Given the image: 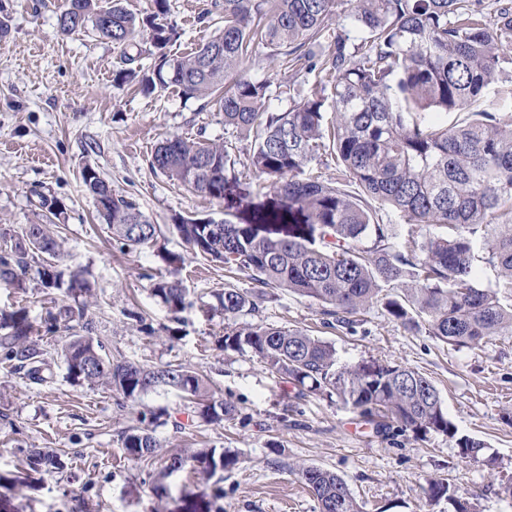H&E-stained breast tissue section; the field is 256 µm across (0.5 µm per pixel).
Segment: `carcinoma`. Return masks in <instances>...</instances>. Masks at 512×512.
Wrapping results in <instances>:
<instances>
[{"instance_id":"obj_1","label":"carcinoma","mask_w":512,"mask_h":512,"mask_svg":"<svg viewBox=\"0 0 512 512\" xmlns=\"http://www.w3.org/2000/svg\"><path fill=\"white\" fill-rule=\"evenodd\" d=\"M152 2L153 12L139 18L121 0H112L107 9L99 0H65L58 24L72 34L90 23L93 32L123 48L127 67L115 72V83L136 82L146 94L172 88L204 108L215 107L224 114V125L252 137L249 167L269 181L271 191L265 200L246 205L234 192L237 161L226 142L173 135L156 145L151 165L169 180L228 210L246 206L250 211L242 224L177 218L175 227L190 254L222 262L259 288L315 298L325 304L323 315L348 327L355 314L378 303L404 327L423 322L432 336L452 346L512 335V306L475 281V262L482 261L498 270L497 287L512 289V89H494L502 64L512 60L511 4L502 5L490 22L471 0H224L214 4L223 27L194 51L171 58L164 49L180 32L160 22L168 0ZM334 16L359 29V41L336 34L321 64H312L328 73V82L284 111L266 110L269 84L241 75V64L259 46L285 67L310 61ZM140 28L149 29L157 50L149 74L134 66L142 54L135 42ZM491 90L495 98L466 124L448 127L437 121L485 101ZM326 153L336 160L334 181L307 173ZM352 181L361 192L349 191ZM82 182L120 248L137 249L161 236V226L135 201L113 192L94 167H84ZM385 206L410 224L446 232L403 245L394 226L379 221ZM36 208L47 222L27 224L19 232L0 224V285L25 287L31 262L40 259L39 288L71 299L44 319L48 332L62 321L78 322L89 332L61 349L68 381L100 384L122 404L170 390L196 398L210 422L235 418L237 406L210 394L196 372L133 363L112 355L100 337L90 335L93 286L83 271L66 279L54 263L63 242L52 224L65 207L40 194ZM392 283L401 293H383ZM151 293L173 314L191 305L177 279L159 277ZM215 298L208 311L227 321L260 312L250 289L228 285ZM41 340V327L29 321L25 309H0V360L35 384L52 376ZM219 342L226 350L254 354L272 374L303 390L336 396L378 426L395 423L402 431L443 434L464 456L484 449L483 443L458 435L435 385L413 368L378 360L341 364L332 344L262 320L229 328ZM121 443L137 462L150 460L159 447L152 430L142 427L124 432ZM239 464L237 455L222 448H198L171 454L162 477L188 466L212 477ZM62 468L55 451L37 448L26 456L24 476L0 474V486L31 484ZM299 476L319 512H361L335 472L306 466ZM428 491L434 499L447 498L455 512H470L444 482L429 483ZM170 512L217 510L206 495L184 493Z\"/></svg>"}]
</instances>
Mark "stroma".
<instances>
[{
	"label": "stroma",
	"mask_w": 512,
	"mask_h": 512,
	"mask_svg": "<svg viewBox=\"0 0 512 512\" xmlns=\"http://www.w3.org/2000/svg\"><path fill=\"white\" fill-rule=\"evenodd\" d=\"M215 0H169L167 21L180 38L172 54L183 56L214 35L221 24ZM64 0H0L10 32L0 39V222L21 228L40 222L32 199L41 192L66 206L56 229L66 257L59 270L81 269L93 283L95 333L112 353L142 365L179 364L200 375L216 395L235 402L239 414L222 423L204 420L194 401L175 393H149L117 405L100 385L71 386L65 367L52 359V382L31 385L0 362V473L21 467L30 450H60L66 466L33 487L5 488L19 512H166L182 492L213 494L222 512H318L298 476L300 466L332 470L347 483L362 512H453L447 500L427 494L432 480L447 482L472 512H512L501 491L512 483V335L494 336L477 347H455L410 330L374 305L351 327L326 325L316 299L271 291L263 303L266 323L307 331L335 346L341 362L370 359L412 367L439 389L459 434L485 443L486 455L465 457L454 440L382 430L341 403L269 373L250 353L226 351L222 315L205 311L214 293L231 283L250 287L242 274L185 254L174 227L177 217L223 219L218 201L174 185L152 167L151 153L167 135L231 143L245 159L249 140L226 126L215 108L168 89L151 95L113 83L121 48L86 32L63 35L58 17ZM244 74L269 84L270 109L288 108L290 92L308 93L320 71L283 68L267 49H257ZM93 166L114 192L133 198L153 223L164 226L156 244L123 250L95 218L96 204L81 182ZM182 254L184 265L164 254ZM182 280L193 302L180 320L151 294V280ZM63 292L45 294L29 271L26 290L0 286V308H27L33 322L66 304ZM159 413L150 422L151 413ZM151 426L160 446L152 460L128 459L121 431ZM226 448L240 456L224 477L185 471L157 477L171 453ZM494 465H487V456Z\"/></svg>",
	"instance_id": "obj_1"
}]
</instances>
